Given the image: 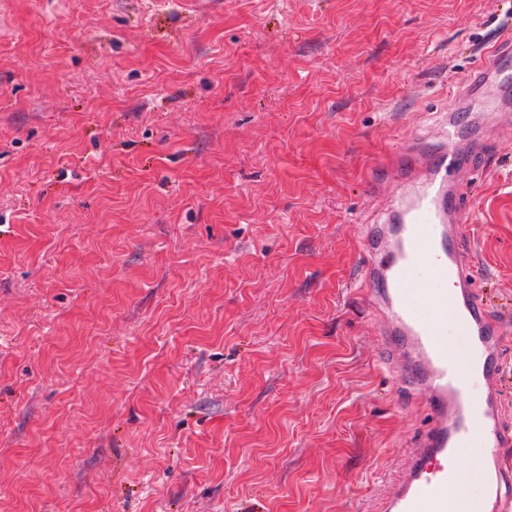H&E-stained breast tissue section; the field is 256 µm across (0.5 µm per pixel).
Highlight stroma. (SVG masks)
<instances>
[{"label": "stroma", "mask_w": 512, "mask_h": 512, "mask_svg": "<svg viewBox=\"0 0 512 512\" xmlns=\"http://www.w3.org/2000/svg\"><path fill=\"white\" fill-rule=\"evenodd\" d=\"M512 0H0V512H373L428 423L367 189ZM466 189L508 347L512 114Z\"/></svg>", "instance_id": "35a3bbf8"}]
</instances>
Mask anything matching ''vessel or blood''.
<instances>
[{"label":"vessel or blood","instance_id":"1","mask_svg":"<svg viewBox=\"0 0 512 512\" xmlns=\"http://www.w3.org/2000/svg\"><path fill=\"white\" fill-rule=\"evenodd\" d=\"M512 81V36L492 48L463 97L485 100L477 126L512 109L500 90ZM459 113L449 107L442 140L404 145L381 170L399 195L366 225L367 263L360 290L373 310L378 340L397 375L424 400L430 416L397 466L394 489L374 512H471L470 488L457 465L483 456V512H512V430L498 396L502 328L477 286L463 187L482 137L457 142ZM465 340L452 345L453 337Z\"/></svg>","mask_w":512,"mask_h":512}]
</instances>
